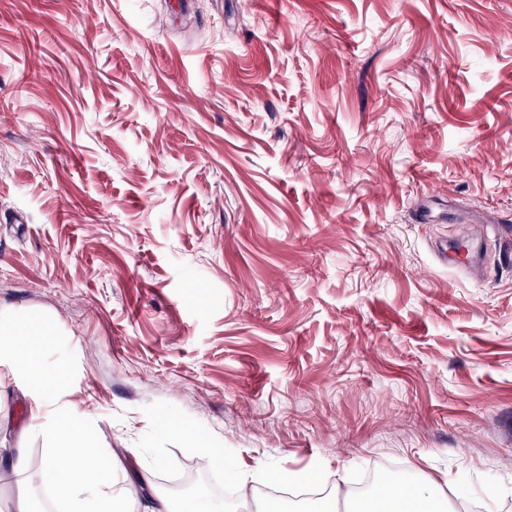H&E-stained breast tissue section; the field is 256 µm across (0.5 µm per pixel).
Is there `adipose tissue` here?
<instances>
[{
  "instance_id": "1",
  "label": "adipose tissue",
  "mask_w": 512,
  "mask_h": 512,
  "mask_svg": "<svg viewBox=\"0 0 512 512\" xmlns=\"http://www.w3.org/2000/svg\"><path fill=\"white\" fill-rule=\"evenodd\" d=\"M43 331L22 317H0V381L25 385L31 396L30 420L44 419L51 440L44 475L71 512H129L148 484L147 476L114 486L98 463L96 443L83 426L75 406L60 407L56 394L61 373L43 359ZM345 512H447V502L435 485L386 488L379 501L348 503Z\"/></svg>"
}]
</instances>
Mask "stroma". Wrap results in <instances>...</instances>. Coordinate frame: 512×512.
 Segmentation results:
<instances>
[{
    "mask_svg": "<svg viewBox=\"0 0 512 512\" xmlns=\"http://www.w3.org/2000/svg\"><path fill=\"white\" fill-rule=\"evenodd\" d=\"M504 226L512 0H0V311L115 484L392 465L512 512ZM30 403L0 384V512Z\"/></svg>",
    "mask_w": 512,
    "mask_h": 512,
    "instance_id": "stroma-1",
    "label": "stroma"
}]
</instances>
